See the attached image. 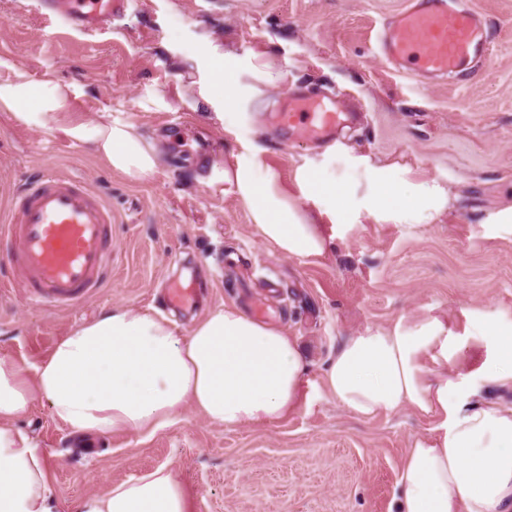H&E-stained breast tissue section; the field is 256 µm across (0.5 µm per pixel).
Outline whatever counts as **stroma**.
<instances>
[{
    "instance_id": "stroma-1",
    "label": "stroma",
    "mask_w": 512,
    "mask_h": 512,
    "mask_svg": "<svg viewBox=\"0 0 512 512\" xmlns=\"http://www.w3.org/2000/svg\"><path fill=\"white\" fill-rule=\"evenodd\" d=\"M123 16L85 36L47 23L37 0H0V79L13 69L73 85V116L112 108L155 137L157 173L134 180L89 147L0 113V212L38 170L82 180L112 207V278L67 310L28 303L0 268V356L32 366L73 327L109 306H153L187 334L212 307H254L299 339L307 372L300 408L281 421L224 429L187 412L144 438L114 432L77 447L47 402L17 424L44 450L63 507L159 467L173 470L193 512H392L399 470L441 415L405 409L361 419L322 397L340 343L366 326L432 309L462 330L464 308L512 324V237L484 217L512 203V0H448L485 16L492 54L458 76L418 84L375 48L383 22L408 0H127ZM261 55L276 76L232 116L208 103L215 57ZM352 94L358 122L338 143L451 183L436 223L365 224L336 237L319 261L287 257L255 233L246 204L209 186L189 154L204 140L216 167L258 153L282 187L322 148L279 137L269 115L287 89ZM194 289L191 306L168 302Z\"/></svg>"
}]
</instances>
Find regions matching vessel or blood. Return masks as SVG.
Returning a JSON list of instances; mask_svg holds the SVG:
<instances>
[{
    "label": "vessel or blood",
    "mask_w": 512,
    "mask_h": 512,
    "mask_svg": "<svg viewBox=\"0 0 512 512\" xmlns=\"http://www.w3.org/2000/svg\"><path fill=\"white\" fill-rule=\"evenodd\" d=\"M123 0H40L48 22L90 33L110 23ZM383 58L416 81L462 73L491 52L485 21L448 0H409L376 36ZM351 118L332 96L285 93L273 115L277 128L325 146ZM112 254V209L81 180L43 171L10 199L0 225V260L18 269L26 297L69 308L106 283Z\"/></svg>",
    "instance_id": "b4317fda"
}]
</instances>
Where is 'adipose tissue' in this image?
<instances>
[{
  "label": "adipose tissue",
  "mask_w": 512,
  "mask_h": 512,
  "mask_svg": "<svg viewBox=\"0 0 512 512\" xmlns=\"http://www.w3.org/2000/svg\"><path fill=\"white\" fill-rule=\"evenodd\" d=\"M246 71L273 79L233 52L217 58L213 79L225 113L253 95L241 81ZM69 94L67 85L18 70L0 81V112L40 125L63 118ZM63 120V134L89 145L112 171L138 180L157 172L156 141L110 107L89 120ZM335 159H306L291 194L254 154L237 157L219 180L245 202L262 242L302 259L323 258L331 245L311 212L348 233L364 224H432L454 201L441 179L353 150L339 158L349 178H332ZM463 316L460 332L432 313L361 329L323 372V395L358 417L406 408L443 414L436 435L416 438L403 460L395 512H512V408L466 400L472 371L462 357L469 343L484 344L490 359L483 374L512 382V324L476 309ZM305 373L296 337L228 305L207 310L184 336L154 309L114 306L71 330L38 365L0 356V512L60 510L44 452L15 424L36 402H48L61 424L89 438L151 435L189 411L235 429L297 410ZM74 512H190V503L175 472L161 467L83 498Z\"/></svg>",
  "instance_id": "adipose-tissue-1"
}]
</instances>
